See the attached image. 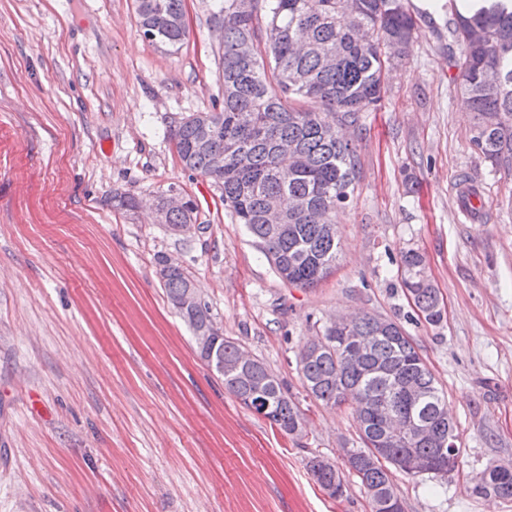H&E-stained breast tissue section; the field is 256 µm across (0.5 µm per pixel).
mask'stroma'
I'll return each mask as SVG.
<instances>
[{"mask_svg": "<svg viewBox=\"0 0 512 512\" xmlns=\"http://www.w3.org/2000/svg\"><path fill=\"white\" fill-rule=\"evenodd\" d=\"M419 38L377 109L347 130L359 155L340 249L317 287L282 281L219 186L186 170L170 138L220 97L213 0H186L170 52L139 32L134 0H0V512H372L346 471L349 405L308 395L298 353L334 315L400 322L445 393L462 450L445 476L391 477L404 512H512L473 493L512 463V175L475 151L449 56L452 0H412ZM483 190L465 220L455 181ZM199 229L156 224L170 186ZM138 201L117 209L114 193ZM426 258L443 320L400 286L403 249ZM193 279L225 337L262 361L304 418L293 438L243 405L198 355L156 258ZM345 470L331 497L307 467Z\"/></svg>", "mask_w": 512, "mask_h": 512, "instance_id": "stroma-1", "label": "stroma"}]
</instances>
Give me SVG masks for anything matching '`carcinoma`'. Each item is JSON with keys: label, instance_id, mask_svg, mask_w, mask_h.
<instances>
[{"label": "carcinoma", "instance_id": "1", "mask_svg": "<svg viewBox=\"0 0 512 512\" xmlns=\"http://www.w3.org/2000/svg\"><path fill=\"white\" fill-rule=\"evenodd\" d=\"M139 31L152 43L179 49L187 36L185 0H136ZM229 22H224L226 17ZM213 18L224 22L220 56L222 98L213 103L208 130L180 122L170 136L183 166L217 184L236 221L246 227L276 274L287 283L314 288L335 267L339 250L336 210L347 207L359 174L355 149L339 127L383 99L385 70L409 58L416 21L410 0H215ZM461 46L453 59L461 76V101L473 114L472 144L493 168L512 174V8L481 0L479 8L454 11L448 27ZM250 42L251 55L242 53ZM314 101L326 111L314 112ZM277 201L282 227L263 214ZM192 198L182 211L164 214L166 224H195ZM399 270L408 298L425 320L443 319L438 288L417 248L401 251ZM189 276L167 271L162 284L169 302ZM192 333L207 330V305L182 316ZM327 347L311 340L297 367L309 395L325 406L351 405L363 447L347 453L350 471L371 498L373 512H403L388 466L408 475L415 458L425 470L446 475L448 421L445 397L403 326L365 313L347 325L324 327ZM214 366H224V387L290 436L304 419L277 376L257 359L241 360L240 346L220 338ZM263 403L256 404L258 399ZM390 416L409 417L423 441L407 447L388 433ZM386 449L383 458L372 448ZM309 469L333 497L346 491L342 474L313 457ZM474 492L512 501V464H491Z\"/></svg>", "mask_w": 512, "mask_h": 512}]
</instances>
